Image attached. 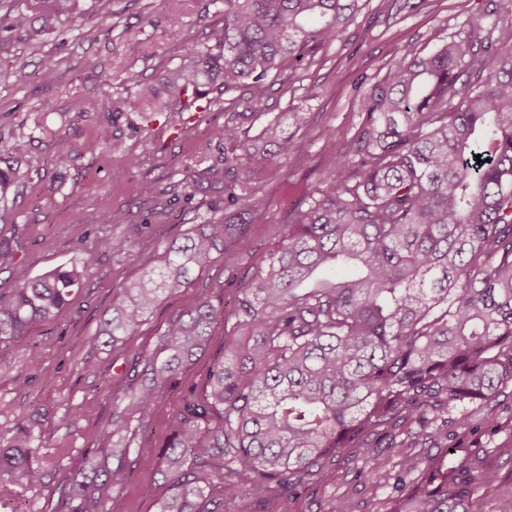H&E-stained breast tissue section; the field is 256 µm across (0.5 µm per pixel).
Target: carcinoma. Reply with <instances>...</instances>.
Wrapping results in <instances>:
<instances>
[{
	"instance_id": "carcinoma-1",
	"label": "carcinoma",
	"mask_w": 512,
	"mask_h": 512,
	"mask_svg": "<svg viewBox=\"0 0 512 512\" xmlns=\"http://www.w3.org/2000/svg\"><path fill=\"white\" fill-rule=\"evenodd\" d=\"M47 2L35 17L41 31L71 10L70 0ZM358 3L224 0L213 45H188L166 80L206 101L205 112L206 86L219 81L226 95L261 86L284 59L301 62L336 41ZM482 32L475 23L466 39L394 59L362 95L365 121L347 159L319 175L283 243L238 285V333L224 337L202 389L173 419L163 461L171 493L157 512H224L241 477L256 494L290 491L344 455L361 457L370 479L413 448L448 443L450 424L472 435L473 405L494 430L512 433V414H502L512 385V51L493 50ZM262 138L224 149L221 164L205 169L211 184H224V215L119 287L98 332L106 342L123 343L163 294L244 246L245 176L300 148L275 119ZM30 179L0 154L1 225L13 219L2 201ZM94 260L0 293V341L58 320ZM223 317L214 289L203 288L169 318L142 379L97 434L103 447L86 471L64 477L51 512H105L126 480L136 432ZM387 432L381 450L374 436ZM40 448L23 420L0 436V487L11 498L42 483ZM460 451L453 447L451 467L428 460L390 512H512V469Z\"/></svg>"
}]
</instances>
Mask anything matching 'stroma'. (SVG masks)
I'll return each mask as SVG.
<instances>
[{"label": "stroma", "mask_w": 512, "mask_h": 512, "mask_svg": "<svg viewBox=\"0 0 512 512\" xmlns=\"http://www.w3.org/2000/svg\"><path fill=\"white\" fill-rule=\"evenodd\" d=\"M403 4L360 0L353 21L323 50L322 62L305 68L284 61L278 77L268 78L261 90L243 88L252 110L235 119L219 87L210 89L211 110L198 112L161 81L179 64L186 44L207 43L212 29L223 25L224 15L211 0H76L72 12L43 36L35 33L30 0H0L12 44L11 54L0 57V148L14 137L29 138L21 162L33 172L7 201L14 222L0 229V241L15 251L16 262L0 269V293L69 264L78 252H94L99 242L108 244L57 322L35 324L25 336L0 343V435H10L18 421H37L42 451L55 458L44 484L21 500L22 512H44L56 502L65 475L80 470L96 448L94 435L111 419L112 401L137 373L140 354L154 348L173 314L194 305L198 289L214 288L227 318L137 432L139 451L130 457L127 481L106 504V512H156L168 492L160 470L172 419L186 394L203 386L233 329L237 289L227 283V273L245 274L253 260L282 243L320 173L343 162L364 119L360 99L387 62L430 53L450 37L466 38L472 24L512 13V0H424L414 13ZM175 12L181 18L176 31L169 25ZM89 26L97 28L96 39L83 37ZM48 59L57 66L52 81L43 74ZM132 70L141 76L135 86L127 80ZM88 97L98 101L97 110H84ZM116 100L123 102L122 111H113ZM274 118L302 147L251 173L246 188L256 206L245 249L225 254L192 287L165 294L122 348L102 346L99 319L119 285L153 266L191 225L223 215V191L192 179L224 156L214 129L226 125L236 138L249 139ZM104 131L110 134L106 147L98 143ZM62 148L71 155L64 168L52 163ZM145 183L151 194L142 192ZM106 213L112 223H102ZM48 238L54 247H45ZM65 416L74 420L67 431L59 426ZM430 454L415 449L410 458L393 460L377 480L361 477V459H345L294 495H254L243 482L235 496L225 498L224 512H331L343 497L355 512H382L390 499L389 478L401 471L418 474Z\"/></svg>", "instance_id": "stroma-1"}]
</instances>
